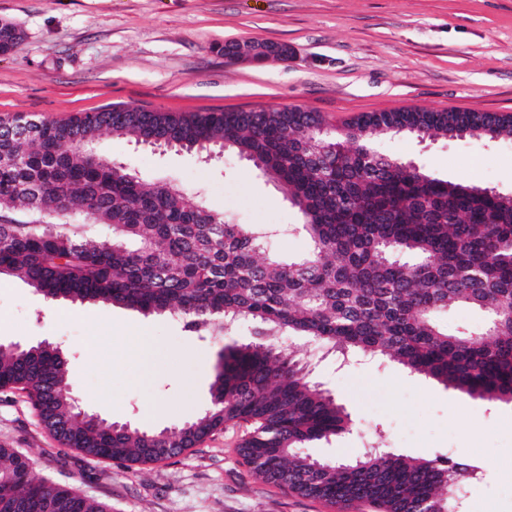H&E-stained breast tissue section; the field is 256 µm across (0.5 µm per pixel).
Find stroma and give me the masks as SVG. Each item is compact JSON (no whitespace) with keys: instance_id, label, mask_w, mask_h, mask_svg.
Wrapping results in <instances>:
<instances>
[{"instance_id":"stroma-1","label":"stroma","mask_w":512,"mask_h":512,"mask_svg":"<svg viewBox=\"0 0 512 512\" xmlns=\"http://www.w3.org/2000/svg\"><path fill=\"white\" fill-rule=\"evenodd\" d=\"M1 20L22 32L0 55L6 122L20 113L62 123L118 105L184 116L298 107L333 123L407 108L512 114V0H0ZM233 40L281 43L291 54L231 62L224 44ZM378 147L448 181L512 193V141L405 135ZM97 148L229 219L276 229L278 259L308 249L284 188L234 152L207 162L108 134ZM142 336L154 346L145 371L132 359ZM249 339L245 328L199 337L163 315L50 301L0 275V342L58 346L88 412L146 429L207 408L219 354ZM316 362L310 379L336 395L354 427L311 454L353 460L381 443L470 460L484 475L468 486L465 512H512V403L362 355L344 366L332 356ZM243 436L229 425L178 457L129 468L62 447L26 394L0 393V447L110 512H335L256 479L237 453Z\"/></svg>"}]
</instances>
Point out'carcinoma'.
Returning a JSON list of instances; mask_svg holds the SVG:
<instances>
[{
  "label": "carcinoma",
  "mask_w": 512,
  "mask_h": 512,
  "mask_svg": "<svg viewBox=\"0 0 512 512\" xmlns=\"http://www.w3.org/2000/svg\"><path fill=\"white\" fill-rule=\"evenodd\" d=\"M20 33L0 26V53ZM108 133L200 153L231 149L284 186L307 254H268L272 233L236 224L178 186L146 181L97 150ZM512 139V118L489 112L362 113L341 126L300 108L189 116L114 107L40 123L28 140L0 139V268L50 301L174 314L192 333L246 326L228 345L211 397L224 402L169 433L81 415L62 358L40 345L0 344V391H23L64 448L127 466L168 460L227 424L251 430L238 453L255 477L346 512H453L475 463L379 448L355 462H321L310 444L348 433L343 404L313 382L284 346L305 336L341 356L395 361L448 387L512 402V195L453 183L379 152V137ZM79 210L91 220L76 224ZM473 308L483 322L462 341L439 317ZM0 512H107L101 503L33 474L0 447Z\"/></svg>",
  "instance_id": "1"
}]
</instances>
